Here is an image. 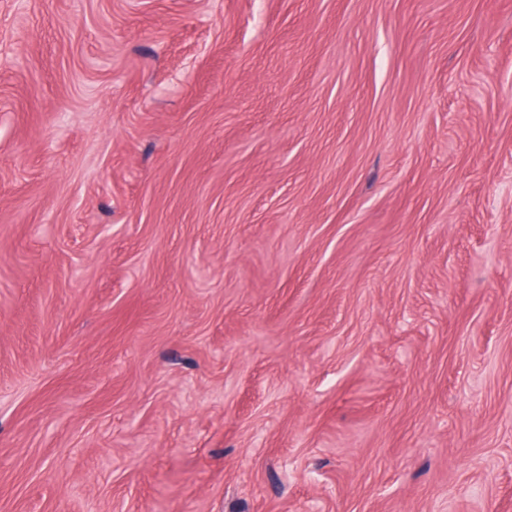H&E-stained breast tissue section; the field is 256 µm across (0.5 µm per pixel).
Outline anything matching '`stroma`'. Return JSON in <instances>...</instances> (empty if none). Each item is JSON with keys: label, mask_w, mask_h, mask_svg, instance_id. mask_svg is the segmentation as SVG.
Listing matches in <instances>:
<instances>
[{"label": "stroma", "mask_w": 512, "mask_h": 512, "mask_svg": "<svg viewBox=\"0 0 512 512\" xmlns=\"http://www.w3.org/2000/svg\"><path fill=\"white\" fill-rule=\"evenodd\" d=\"M512 512V0H0V512Z\"/></svg>", "instance_id": "obj_1"}]
</instances>
